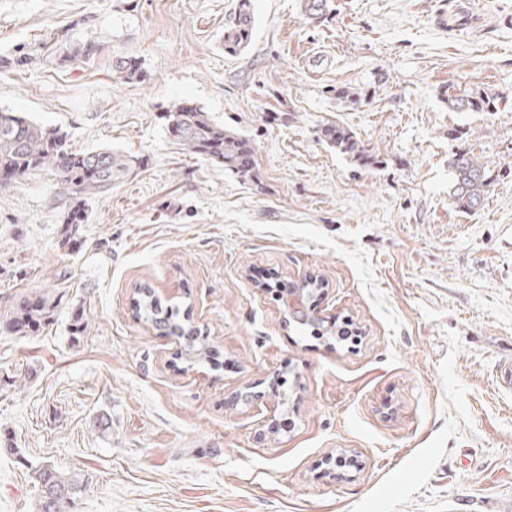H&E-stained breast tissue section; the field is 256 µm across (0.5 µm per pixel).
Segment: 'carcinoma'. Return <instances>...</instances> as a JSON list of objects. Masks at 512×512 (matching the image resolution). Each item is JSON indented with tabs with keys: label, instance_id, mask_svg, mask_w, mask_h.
Here are the masks:
<instances>
[{
	"label": "carcinoma",
	"instance_id": "obj_1",
	"mask_svg": "<svg viewBox=\"0 0 512 512\" xmlns=\"http://www.w3.org/2000/svg\"><path fill=\"white\" fill-rule=\"evenodd\" d=\"M252 2L238 0L234 18L224 26V49L229 53L244 50L253 40ZM112 70L125 81L139 77V67L130 58L113 59ZM442 96L457 111L496 110L494 97L486 93L458 95L456 90L447 87ZM163 118L168 132L187 152L207 157L236 174L258 177L255 149L249 140L212 122L201 108L185 100L176 101L166 108ZM321 139L359 166L368 168L376 163L355 133L338 123L325 125ZM135 166L133 157L117 154L110 148L71 152L66 148V134L60 128L35 123L17 112L0 110V193L13 188L21 177L32 171L50 170L58 174L60 197L69 205L64 245L76 240L80 224L86 218L83 209L86 200L111 191L112 185L129 176ZM448 168L452 204L466 212L481 208L492 185L488 164L464 149L451 156ZM53 310L43 296L24 298L10 312L6 327L13 336H29L48 322ZM136 312L160 333L183 339L190 362L211 358V348L201 331L180 322L173 308L162 305L152 289H139ZM33 479L40 487L37 512H53L51 498L59 495L73 501L81 489L75 476L66 475L51 465L35 468Z\"/></svg>",
	"mask_w": 512,
	"mask_h": 512
}]
</instances>
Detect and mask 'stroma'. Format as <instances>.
<instances>
[{
    "mask_svg": "<svg viewBox=\"0 0 512 512\" xmlns=\"http://www.w3.org/2000/svg\"><path fill=\"white\" fill-rule=\"evenodd\" d=\"M253 5L231 55L236 0H0V109L139 160L74 248L54 172L0 194V319L56 303L30 336L0 322V512H36L43 464L81 479L70 512H512V0ZM447 85L497 108L450 111ZM176 100L249 138L258 179L187 153L160 118ZM466 148L494 178L470 213L448 195ZM312 276L358 346L289 324L280 291ZM142 286L220 366L139 320ZM253 0H238L234 18L224 26V49L237 53L247 48L254 36ZM320 138L328 145L335 147L340 154L347 155L359 166L368 168L377 163L355 133L338 123L326 124L321 129Z\"/></svg>",
    "mask_w": 512,
    "mask_h": 512,
    "instance_id": "35a3bbf8",
    "label": "stroma"
}]
</instances>
